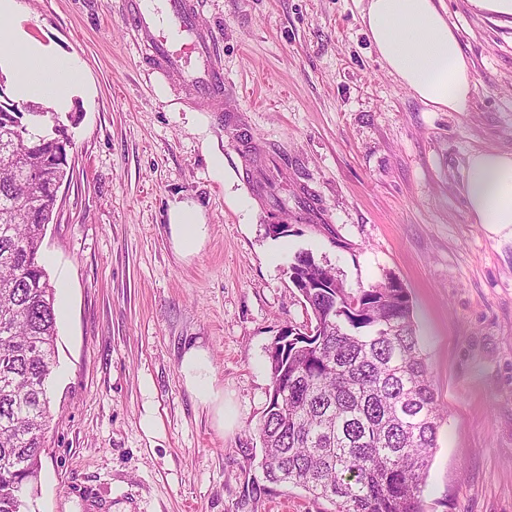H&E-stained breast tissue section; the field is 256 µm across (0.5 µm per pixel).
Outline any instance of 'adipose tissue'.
Segmentation results:
<instances>
[{"instance_id":"ef3b65f1","label":"adipose tissue","mask_w":512,"mask_h":512,"mask_svg":"<svg viewBox=\"0 0 512 512\" xmlns=\"http://www.w3.org/2000/svg\"><path fill=\"white\" fill-rule=\"evenodd\" d=\"M16 14V0H0V54L10 51L17 56L18 96L64 99L76 80L71 59L30 40L16 22ZM361 21L383 66L423 103L452 112L469 109L470 67L435 0H367ZM462 187L478 223L495 228L512 225V152H473L467 159ZM168 224L177 254L190 256L200 250L205 223L196 205L171 204ZM179 372L218 428L231 427L234 417L225 411L224 390L216 384L209 349L199 342L186 347Z\"/></svg>"}]
</instances>
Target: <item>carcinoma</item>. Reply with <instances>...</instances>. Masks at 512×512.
Listing matches in <instances>:
<instances>
[{
    "instance_id": "carcinoma-1",
    "label": "carcinoma",
    "mask_w": 512,
    "mask_h": 512,
    "mask_svg": "<svg viewBox=\"0 0 512 512\" xmlns=\"http://www.w3.org/2000/svg\"><path fill=\"white\" fill-rule=\"evenodd\" d=\"M40 106L0 108V512H27L52 420L55 287L40 251L77 116ZM289 272L314 325L281 329L269 349L265 481L334 512H425L442 414L409 292L390 278L355 292L309 281H341L309 251Z\"/></svg>"
}]
</instances>
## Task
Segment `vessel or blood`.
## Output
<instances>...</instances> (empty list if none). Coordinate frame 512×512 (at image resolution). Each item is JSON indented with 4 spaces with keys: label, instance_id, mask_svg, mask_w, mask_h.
Listing matches in <instances>:
<instances>
[{
    "label": "vessel or blood",
    "instance_id": "1",
    "mask_svg": "<svg viewBox=\"0 0 512 512\" xmlns=\"http://www.w3.org/2000/svg\"><path fill=\"white\" fill-rule=\"evenodd\" d=\"M124 10L151 70L172 78L175 95L223 111L224 72L211 31L197 20L195 0H125Z\"/></svg>",
    "mask_w": 512,
    "mask_h": 512
}]
</instances>
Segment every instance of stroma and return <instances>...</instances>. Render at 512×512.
Here are the masks:
<instances>
[{"label": "stroma", "instance_id": "stroma-1", "mask_svg": "<svg viewBox=\"0 0 512 512\" xmlns=\"http://www.w3.org/2000/svg\"><path fill=\"white\" fill-rule=\"evenodd\" d=\"M17 3L80 78L59 107L79 121L43 247L58 365L29 512H331L258 467L268 350L309 323L288 273L302 250L347 288L392 277L410 293L444 413L425 512H512V231L476 223L460 190L469 154L512 151V18L443 0L474 93L469 111L441 112L383 67L364 0H198L224 68L217 114L150 71L120 0ZM177 201L206 224L186 258L168 231ZM195 341L232 429L182 382Z\"/></svg>", "mask_w": 512, "mask_h": 512}]
</instances>
